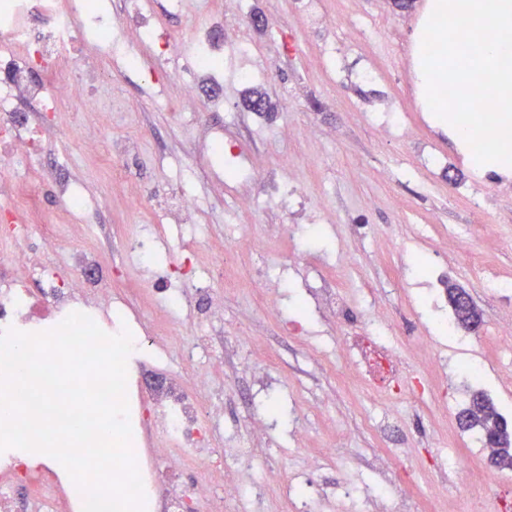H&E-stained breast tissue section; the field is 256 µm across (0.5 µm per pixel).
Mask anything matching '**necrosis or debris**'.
<instances>
[{"mask_svg": "<svg viewBox=\"0 0 512 512\" xmlns=\"http://www.w3.org/2000/svg\"><path fill=\"white\" fill-rule=\"evenodd\" d=\"M245 0H222L206 26L193 29L190 40L195 48L185 67L181 103L198 104L197 72L220 67L224 55V20L243 12ZM131 19L112 14L100 0H0V64L13 74L0 83V156L14 163L35 166L38 127L29 115L56 112L62 101L81 99L83 85L95 77L92 67L71 63L76 43L93 40L103 55L112 53L113 31L126 28ZM40 67L48 80L33 86L21 75ZM8 199L0 203V331L16 328L41 332L57 327L70 313L78 311V291L59 280L48 261H36L37 245H49L58 227L44 223L38 197L25 183L8 187ZM80 284L97 291L99 308L112 306L97 257L77 248L69 257ZM132 446L146 448L138 463L145 491V512H155L164 504L166 512H203L211 505L210 481L202 477L189 483H164L163 462H185L195 456L199 444L208 439L222 416L220 407L210 404L194 378L174 380L163 386L154 403L145 405L139 392H128ZM30 486L27 512H55L65 503L78 512L79 497H64L55 476L0 464V512H17L15 492Z\"/></svg>", "mask_w": 512, "mask_h": 512, "instance_id": "obj_1", "label": "necrosis or debris"}]
</instances>
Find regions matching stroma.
<instances>
[{
    "label": "stroma",
    "mask_w": 512,
    "mask_h": 512,
    "mask_svg": "<svg viewBox=\"0 0 512 512\" xmlns=\"http://www.w3.org/2000/svg\"><path fill=\"white\" fill-rule=\"evenodd\" d=\"M156 22L172 42L169 68L152 46L139 45L141 71L116 70L114 90L131 105V129L144 130L136 153L124 156L121 179H113L109 113L95 111L97 84L82 101L61 105L38 142L44 172H60L86 187L95 223L81 211H58L55 185L43 174L24 173L29 192L41 197L46 220L63 224L66 235L50 249L62 278L75 245L95 252L112 286V317L132 335V359L149 360L147 390L187 373L179 348L196 340L198 314L192 303L161 320L147 294L150 286L137 259L124 248L132 225L159 236L154 257L159 274L179 287L193 271L212 281L222 307L205 328L198 370L208 391L223 403L224 419L213 445L201 448L198 465H181L171 479H196L201 465L221 477L218 451L241 433H253L259 412L275 429L253 450L251 472L238 482L272 472L263 498L247 509L225 502L224 512H373L385 493V512H512V470L489 468L482 436L462 430L459 412L480 392L512 421V346L500 344L512 325V192L488 204L475 223L473 196L486 177L437 126L406 87L396 47L414 42L410 14L391 0H249L238 21L224 25V51L232 64L219 85L199 80L201 96L218 94L202 124L173 119L169 105L181 94L182 56L190 52L191 29L207 24L204 0H186L182 12L162 9ZM262 13L267 26L250 25ZM252 68L259 79L240 83L236 68ZM267 92L270 112L244 105L250 89ZM403 113V128L380 135L374 114ZM268 172L284 187L303 188L306 207L322 222L301 226L297 240L280 225L298 213L251 179ZM189 188L200 200L196 254L183 252L185 231L170 223L162 203L131 195ZM224 206L212 208L213 195ZM255 198V210L238 213L237 196ZM245 235L242 251L221 259L224 241ZM469 244L449 249L450 238ZM276 261L268 306L253 283L261 274L256 255ZM354 257L339 266L340 256ZM443 279L447 288L434 287ZM498 288H488L489 280ZM472 297L481 315L466 340L448 335V288ZM381 322L385 341L401 359L398 382L381 386L358 351L368 320ZM331 456H321V449ZM468 457L469 471L448 466L449 456ZM485 471L482 492L474 472Z\"/></svg>",
    "instance_id": "1"
}]
</instances>
